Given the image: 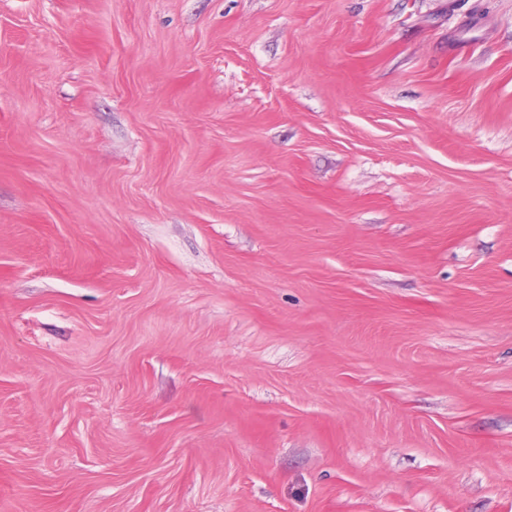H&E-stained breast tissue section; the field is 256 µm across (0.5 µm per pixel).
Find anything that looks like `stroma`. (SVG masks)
I'll list each match as a JSON object with an SVG mask.
<instances>
[{
  "mask_svg": "<svg viewBox=\"0 0 512 512\" xmlns=\"http://www.w3.org/2000/svg\"><path fill=\"white\" fill-rule=\"evenodd\" d=\"M0 512H512V0H0Z\"/></svg>",
  "mask_w": 512,
  "mask_h": 512,
  "instance_id": "1",
  "label": "stroma"
}]
</instances>
